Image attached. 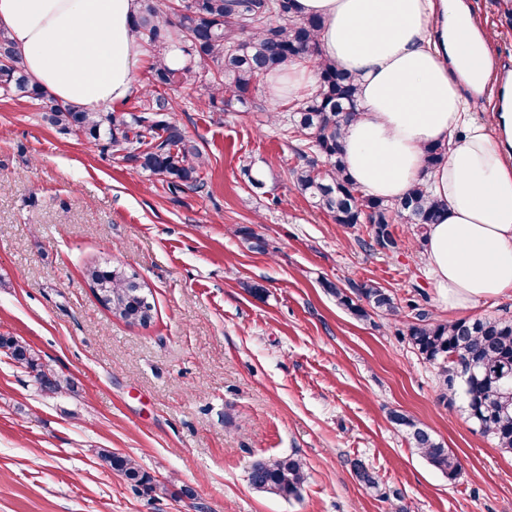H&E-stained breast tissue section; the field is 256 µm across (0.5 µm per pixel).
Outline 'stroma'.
Returning a JSON list of instances; mask_svg holds the SVG:
<instances>
[{
	"label": "stroma",
	"mask_w": 512,
	"mask_h": 512,
	"mask_svg": "<svg viewBox=\"0 0 512 512\" xmlns=\"http://www.w3.org/2000/svg\"><path fill=\"white\" fill-rule=\"evenodd\" d=\"M499 70L512 72V0H467ZM172 121L208 158L202 191L165 185L103 145L63 133L27 99L0 93V336L26 342L73 391L48 396L0 349V512H512V453L409 345L416 312L512 317V298L449 311L413 225L395 253L365 247L294 185L286 118L202 106L173 90ZM264 173L250 186L243 160ZM267 251L251 249L246 231ZM136 272L147 325L113 317L90 266ZM374 281L404 315L358 319L325 283ZM261 293H253V286ZM458 456L448 481L389 411ZM131 457L161 488L133 487L99 455ZM298 453L300 499L256 492L254 460ZM378 475L366 489L354 467Z\"/></svg>",
	"instance_id": "stroma-1"
}]
</instances>
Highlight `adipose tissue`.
<instances>
[{
	"label": "adipose tissue",
	"mask_w": 512,
	"mask_h": 512,
	"mask_svg": "<svg viewBox=\"0 0 512 512\" xmlns=\"http://www.w3.org/2000/svg\"><path fill=\"white\" fill-rule=\"evenodd\" d=\"M139 9V0H0V30L50 95L114 109L140 92L136 75L155 61L135 25ZM295 9L323 19L324 57L358 79L359 112L342 133L357 186L391 201L423 182L444 203L424 243L440 299L462 311L512 296V156L473 117L488 42L462 0H295ZM315 82L299 62L269 74L266 91L277 101ZM436 144L447 153L429 170Z\"/></svg>",
	"instance_id": "adipose-tissue-1"
}]
</instances>
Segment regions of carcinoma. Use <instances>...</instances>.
<instances>
[{"instance_id":"1","label":"carcinoma","mask_w":512,"mask_h":512,"mask_svg":"<svg viewBox=\"0 0 512 512\" xmlns=\"http://www.w3.org/2000/svg\"><path fill=\"white\" fill-rule=\"evenodd\" d=\"M137 25L158 61L147 77L149 90L136 112L104 114L56 100L32 83L22 57L0 31V88L39 106L51 124L78 138L102 141L122 159L135 164L171 191L199 190L206 158L186 132L170 121L173 100L167 91L199 85L205 102L216 105H254L267 75L308 60L315 64L316 91L291 105L292 133L300 138L296 164L289 169L300 191L314 207L344 226H370L372 243L385 252L398 248L391 225L404 220L424 238L426 226L443 216L444 205L423 183L399 201L369 197L349 175L343 157L341 130L358 112L355 77L326 60L318 40L322 20L300 17L294 0H140ZM172 43L189 57L187 65L171 69L160 58ZM99 301L112 315L132 321L142 307L139 283L115 267L102 273L86 271ZM338 305L365 319L374 310L399 320L400 307L389 290L363 283L347 293L328 286ZM409 343L423 360L437 368L441 398L465 401L464 411L497 447L512 452V318L488 316L442 321L426 312L406 329ZM0 348L27 370L51 394L73 389L26 343L0 336ZM475 374L460 375L467 363ZM393 422L406 429L409 444L450 481L461 463L445 442L428 428L399 413ZM103 458L134 486L155 489L152 478L128 456L107 450ZM307 479L306 463L296 455L268 457L251 467L250 486L257 492L285 499L298 498Z\"/></svg>"}]
</instances>
